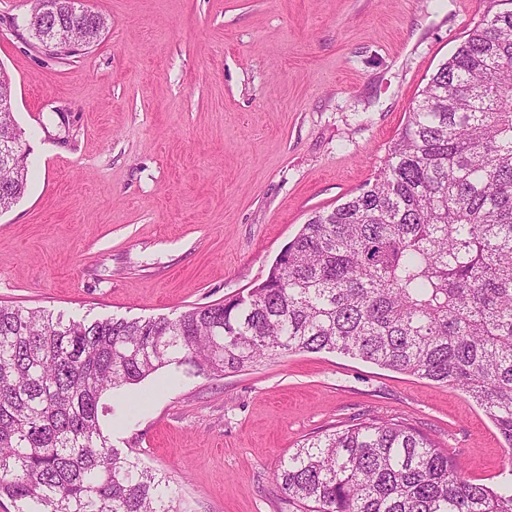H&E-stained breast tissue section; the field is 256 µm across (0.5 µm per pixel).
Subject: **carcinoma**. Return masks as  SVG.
Wrapping results in <instances>:
<instances>
[{
  "label": "carcinoma",
  "instance_id": "1",
  "mask_svg": "<svg viewBox=\"0 0 512 512\" xmlns=\"http://www.w3.org/2000/svg\"><path fill=\"white\" fill-rule=\"evenodd\" d=\"M31 16L100 38L105 19L57 0ZM27 164L0 155V210ZM336 352L466 392L512 450V0L487 9L409 106L373 183L302 225L245 297L175 318L75 320L0 305V498L16 512H180L169 480L112 447L99 405L176 365L219 377ZM496 488L402 421L302 443L276 481L305 512H512Z\"/></svg>",
  "mask_w": 512,
  "mask_h": 512
}]
</instances>
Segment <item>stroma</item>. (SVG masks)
<instances>
[{
  "label": "stroma",
  "mask_w": 512,
  "mask_h": 512,
  "mask_svg": "<svg viewBox=\"0 0 512 512\" xmlns=\"http://www.w3.org/2000/svg\"><path fill=\"white\" fill-rule=\"evenodd\" d=\"M101 39L50 58L0 0L28 187L0 213V303L175 317L247 295L316 211L378 175L411 101L486 0H84ZM112 445L185 512H300L275 482L306 439L402 420L496 486L512 462L462 390L338 353L105 395Z\"/></svg>",
  "instance_id": "35a3bbf8"
}]
</instances>
